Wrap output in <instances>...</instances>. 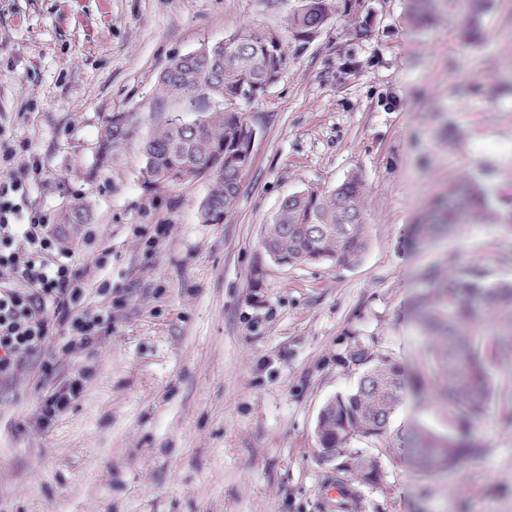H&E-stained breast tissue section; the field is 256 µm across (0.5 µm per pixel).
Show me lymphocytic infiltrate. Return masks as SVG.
Returning <instances> with one entry per match:
<instances>
[{
  "mask_svg": "<svg viewBox=\"0 0 512 512\" xmlns=\"http://www.w3.org/2000/svg\"><path fill=\"white\" fill-rule=\"evenodd\" d=\"M24 186L0 178V377L13 376L21 356L35 354L55 325L88 344L112 327L110 307L85 306L88 269L75 266L72 248L55 225L18 221Z\"/></svg>",
  "mask_w": 512,
  "mask_h": 512,
  "instance_id": "lymphocytic-infiltrate-1",
  "label": "lymphocytic infiltrate"
}]
</instances>
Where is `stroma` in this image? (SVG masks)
<instances>
[{
    "instance_id": "stroma-1",
    "label": "stroma",
    "mask_w": 512,
    "mask_h": 512,
    "mask_svg": "<svg viewBox=\"0 0 512 512\" xmlns=\"http://www.w3.org/2000/svg\"><path fill=\"white\" fill-rule=\"evenodd\" d=\"M367 5L362 34L328 26L245 106L251 162L233 209L207 224L206 178L142 180V140L183 110L157 96L159 75L243 25L281 26L294 0H0V135L18 150V204L52 224L74 200L90 203L98 240L74 238L73 261L91 268L87 306L112 308L111 330L87 346L66 349L58 331L0 380V512H336L315 427L324 402L356 383L347 350L392 353L431 381L408 310L418 270L455 250L485 281L512 280V231L498 224L406 244L461 178L512 196V0H486L475 19L439 0L425 27L409 0ZM113 112L130 113L138 135L101 168L98 131ZM353 172L370 200L359 263L265 256L263 228L285 197ZM494 377L476 458L433 475L383 458L381 480L359 486L348 512H512V366ZM75 379L79 396L43 422L47 389ZM416 422L448 431L437 404L409 400L388 438Z\"/></svg>"
}]
</instances>
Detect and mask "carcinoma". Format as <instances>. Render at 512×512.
Here are the masks:
<instances>
[{
    "mask_svg": "<svg viewBox=\"0 0 512 512\" xmlns=\"http://www.w3.org/2000/svg\"><path fill=\"white\" fill-rule=\"evenodd\" d=\"M410 2L416 25L435 20L438 0ZM368 17L366 0H298L280 28L244 26L196 57L171 60L160 76L159 93L202 109L189 128L170 119L155 128L143 147L144 183L171 186L207 178L202 220L223 223L240 190L241 144L251 135L250 121L237 109L241 96L248 91L249 102L260 101L263 88L274 84L292 55L304 50L308 32L335 20L356 32ZM213 100L224 102V107L205 109ZM134 133L127 113H112L101 129L98 161L112 159V151ZM367 208L366 185L359 172L331 190L299 191L283 200L277 220L266 225L263 249L278 264L354 265L369 246ZM490 214L482 187L464 177L448 191L442 208L410 225L408 243L417 248L441 232L450 234L457 225L475 224ZM89 217V204L73 201L59 216L62 234L73 236ZM418 277L427 287L414 296L410 310L425 330L426 351L435 360L434 394L446 404L452 431L442 436L419 424L396 442L383 439L405 397L407 371L392 356L356 345L345 357V363L359 371L356 386L322 406L318 438L320 447L345 451L360 466L369 463L376 468L385 454L407 462L420 474L463 466L482 450L471 428L496 395L492 366L512 359V330L482 335V327L498 309L512 308V282H485L481 271L457 253L448 254L445 269L426 268ZM366 437L383 445L370 460L353 447L355 440Z\"/></svg>",
    "mask_w": 512,
    "mask_h": 512,
    "instance_id": "1",
    "label": "carcinoma"
}]
</instances>
